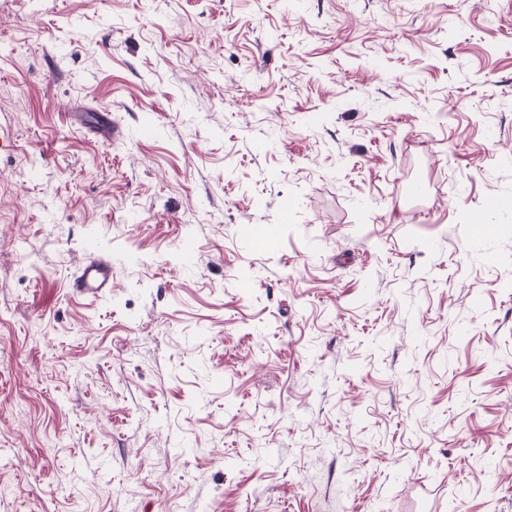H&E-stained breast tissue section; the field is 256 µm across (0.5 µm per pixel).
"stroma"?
<instances>
[{"instance_id": "1", "label": "stroma", "mask_w": 512, "mask_h": 512, "mask_svg": "<svg viewBox=\"0 0 512 512\" xmlns=\"http://www.w3.org/2000/svg\"><path fill=\"white\" fill-rule=\"evenodd\" d=\"M494 194L512 0H0V512H512ZM70 288L74 294L88 299L108 294L112 290V261L90 254L70 282Z\"/></svg>"}]
</instances>
